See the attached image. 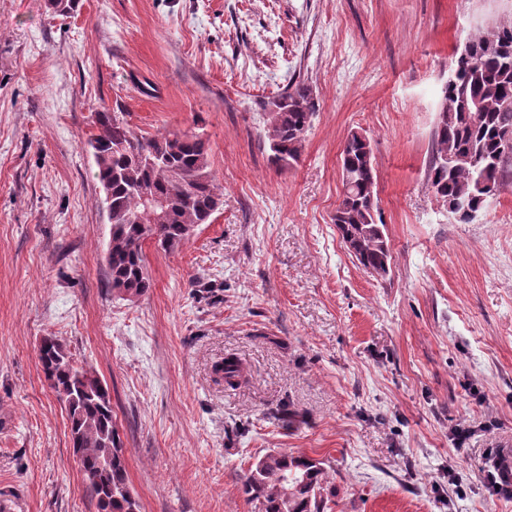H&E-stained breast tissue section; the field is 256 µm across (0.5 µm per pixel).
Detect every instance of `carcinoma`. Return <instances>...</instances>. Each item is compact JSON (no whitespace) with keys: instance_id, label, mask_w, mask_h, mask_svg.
Returning a JSON list of instances; mask_svg holds the SVG:
<instances>
[{"instance_id":"1","label":"carcinoma","mask_w":512,"mask_h":512,"mask_svg":"<svg viewBox=\"0 0 512 512\" xmlns=\"http://www.w3.org/2000/svg\"><path fill=\"white\" fill-rule=\"evenodd\" d=\"M474 55L455 57L444 85L428 179L444 202L466 201L480 211L482 198L512 178V154L502 150V134L512 132V24L470 39ZM261 135L277 169L299 164L315 115L312 89L298 83L265 104ZM94 178L110 195L107 263L112 288L128 300L152 287L144 244L178 250L191 228L206 224L223 204V191L210 162V148L197 133H149L134 128L124 112L95 114ZM367 141L351 132L340 154L342 195L332 221L351 255L373 277L391 265L385 225L378 218L377 176L367 157ZM461 159L453 170L443 157ZM45 379L67 410L72 447L79 454L86 489L98 512H139L130 485L125 450L108 386L96 371L77 364L52 337L38 348ZM215 372L230 387L243 369L233 356ZM260 512H328L330 481L324 463L303 455L269 451L251 463L243 481Z\"/></svg>"}]
</instances>
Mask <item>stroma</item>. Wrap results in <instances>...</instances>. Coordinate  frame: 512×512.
Wrapping results in <instances>:
<instances>
[{
    "instance_id": "35a3bbf8",
    "label": "stroma",
    "mask_w": 512,
    "mask_h": 512,
    "mask_svg": "<svg viewBox=\"0 0 512 512\" xmlns=\"http://www.w3.org/2000/svg\"><path fill=\"white\" fill-rule=\"evenodd\" d=\"M503 23L512 0H0V500L97 512L38 363L52 337L108 384L140 512H259L242 480L271 449L325 462L338 512H512L483 482L512 450V181L467 224L428 181L456 53ZM300 81L316 114L279 170L263 104ZM115 108L203 134L224 192L179 250L145 244L131 301L83 147ZM353 130L383 279L331 221Z\"/></svg>"
}]
</instances>
